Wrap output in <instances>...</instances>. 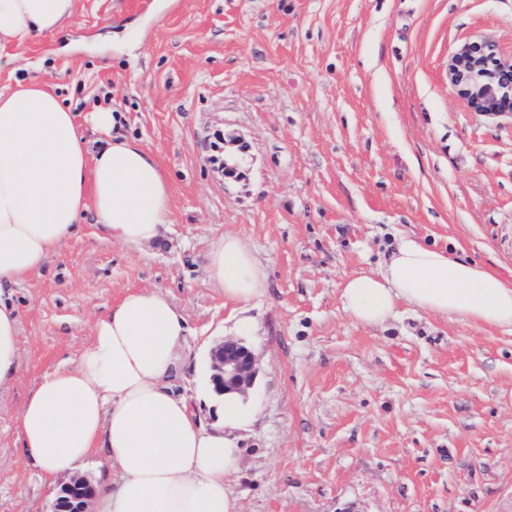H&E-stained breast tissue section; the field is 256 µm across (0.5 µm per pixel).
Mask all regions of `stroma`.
Segmentation results:
<instances>
[{
    "instance_id": "35a3bbf8",
    "label": "stroma",
    "mask_w": 512,
    "mask_h": 512,
    "mask_svg": "<svg viewBox=\"0 0 512 512\" xmlns=\"http://www.w3.org/2000/svg\"><path fill=\"white\" fill-rule=\"evenodd\" d=\"M478 37L512 51V0H76L63 31L1 47L18 67L0 91L37 81L78 117L121 113L174 216L143 249L85 225L15 288L0 512H52L21 404L126 292L159 289L184 315L172 387L203 427L223 425L207 355L234 335V306L205 266L227 233L268 274L246 307L251 417L232 432L242 512H512V333L404 303L367 325L340 302L402 236L512 278V119L478 116L447 76Z\"/></svg>"
}]
</instances>
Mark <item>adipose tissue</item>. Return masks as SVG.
Returning <instances> with one entry per match:
<instances>
[{"instance_id":"obj_1","label":"adipose tissue","mask_w":512,"mask_h":512,"mask_svg":"<svg viewBox=\"0 0 512 512\" xmlns=\"http://www.w3.org/2000/svg\"><path fill=\"white\" fill-rule=\"evenodd\" d=\"M75 0H0V47L61 30ZM85 122L36 83L0 92V387L20 371L18 316L11 291L40 272L92 215L100 239L148 246L172 222L171 184L136 138L115 133L118 114ZM207 274L224 298L248 304L266 273L241 237L212 242ZM344 311L381 324L404 302L443 319L512 331V283L483 265L405 238L378 271L346 278ZM187 334L182 313L159 290L126 293L91 327L76 365H61L21 406L26 458L54 485L98 452L111 476L96 486L97 512H242L227 481L239 450L198 425L170 379Z\"/></svg>"}]
</instances>
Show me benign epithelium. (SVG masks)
<instances>
[{
	"mask_svg": "<svg viewBox=\"0 0 512 512\" xmlns=\"http://www.w3.org/2000/svg\"><path fill=\"white\" fill-rule=\"evenodd\" d=\"M448 82L479 116L512 117V54L481 37L462 44L448 59ZM209 382L219 398L236 395L247 401L254 391L258 360L241 338L227 337L209 352ZM94 492L88 480L67 478L60 486L54 512H92Z\"/></svg>",
	"mask_w": 512,
	"mask_h": 512,
	"instance_id": "obj_1",
	"label": "benign epithelium"
}]
</instances>
